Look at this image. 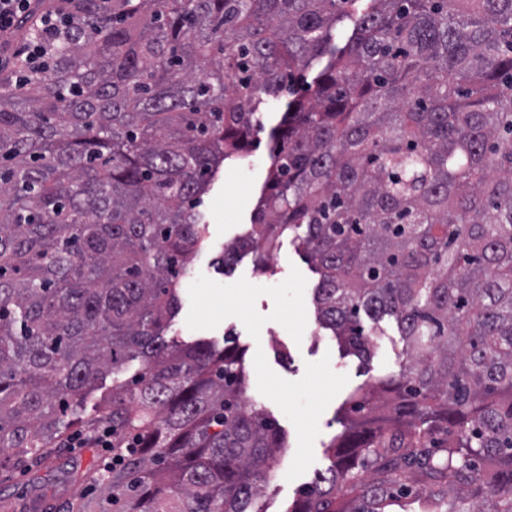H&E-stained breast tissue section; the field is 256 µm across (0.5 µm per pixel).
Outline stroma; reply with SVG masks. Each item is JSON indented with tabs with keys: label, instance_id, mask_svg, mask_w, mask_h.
<instances>
[{
	"label": "stroma",
	"instance_id": "1",
	"mask_svg": "<svg viewBox=\"0 0 512 512\" xmlns=\"http://www.w3.org/2000/svg\"><path fill=\"white\" fill-rule=\"evenodd\" d=\"M325 63V58L321 57L309 67L292 72L288 90L269 99L259 112L261 131L252 138L241 156L226 160L221 165L199 207L209 228V247L193 259L182 279L186 288L201 274L220 284H230L243 278L255 285L275 286L288 277L291 268H298L306 279L304 302L307 323L301 341H294L288 331L276 322L266 323L259 338H252L243 323L234 317L224 319L213 329L192 330L186 325V313L182 312L176 317L173 327V334L180 341L210 339L220 342L227 338L234 341L245 353L249 401L262 406L285 434L286 446L275 457L269 481L254 499L252 512H287L315 472L329 465L326 447L333 438L341 436L352 426H374L373 415L344 414V404L357 388L370 383L372 375L396 372L402 350L395 323L385 321L378 325L367 319L363 322L366 331L378 328L383 331L384 344L374 359L373 373H365L357 359L343 357L336 341L320 328L316 320L313 290L319 276L306 258L296 251L291 239H284L275 261L270 264L271 271L266 275L256 272L254 257L250 254L240 255L227 273L218 270L214 264L215 257L243 232L251 220L264 189L270 158L277 147L274 132L293 102L309 93ZM259 350L263 351L270 368L290 381L303 377L307 363L324 357L329 358L333 372L348 377L347 384L319 418L312 467L292 481L287 480L286 474L296 454L297 432L279 406L257 389L254 356ZM102 454L99 448H59L47 466L1 467L0 512H68L70 502L82 493L93 500H101L104 492L100 485L92 483L85 486L77 482L76 477L96 467Z\"/></svg>",
	"mask_w": 512,
	"mask_h": 512
}]
</instances>
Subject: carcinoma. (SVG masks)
Returning a JSON list of instances; mask_svg holds the SVG:
<instances>
[{"instance_id":"carcinoma-1","label":"carcinoma","mask_w":512,"mask_h":512,"mask_svg":"<svg viewBox=\"0 0 512 512\" xmlns=\"http://www.w3.org/2000/svg\"><path fill=\"white\" fill-rule=\"evenodd\" d=\"M67 2L42 64L0 79V448L45 464L109 422L112 467L88 476L107 499L76 512H250L284 437L239 347L166 334L219 165L327 53L216 261L264 270L292 233L344 355L372 368L364 316L404 349L349 399L390 428L331 445L291 512H404L432 484L428 512H512V0Z\"/></svg>"}]
</instances>
